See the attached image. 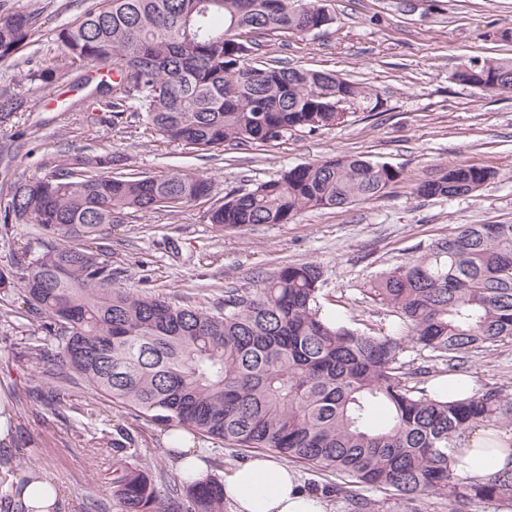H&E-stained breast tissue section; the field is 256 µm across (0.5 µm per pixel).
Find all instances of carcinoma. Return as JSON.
Listing matches in <instances>:
<instances>
[{
    "instance_id": "obj_1",
    "label": "carcinoma",
    "mask_w": 512,
    "mask_h": 512,
    "mask_svg": "<svg viewBox=\"0 0 512 512\" xmlns=\"http://www.w3.org/2000/svg\"><path fill=\"white\" fill-rule=\"evenodd\" d=\"M37 15L0 16V62L30 43ZM323 0H94L60 26L56 51L19 80L51 86L93 64L98 112L141 117L163 138L197 151L276 145L297 131L347 119L332 103L376 112V90L328 71L266 64L259 38L331 27ZM453 78L512 85V57L475 58ZM26 101L0 92V124ZM401 173L358 155L294 166L252 189L232 190L208 221L227 229L287 224L306 209L340 208L380 196ZM494 173L461 165L420 184L424 197L458 198ZM212 183L181 169L115 176L112 155L89 170L68 159L54 174L17 181L4 224L32 221L64 238L3 274L20 283L34 333L25 356L49 376L62 367L97 394L157 424L181 427L235 449L267 448L336 476L347 512H373L363 491H392L410 504L512 497V472L464 479L453 454L466 429L512 425V397L497 386L472 396L434 395L436 372L459 371L474 353L512 340V224H465L407 263L382 272L366 297L392 317L387 331L320 316L323 270L285 266L256 287L229 288L212 308L115 288L112 261L82 241L125 210L175 212L211 195ZM423 359L403 356L402 339ZM172 491L190 512H224V478L183 480ZM115 512H179L141 465L119 459Z\"/></svg>"
}]
</instances>
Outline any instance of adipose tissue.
<instances>
[{
  "mask_svg": "<svg viewBox=\"0 0 512 512\" xmlns=\"http://www.w3.org/2000/svg\"><path fill=\"white\" fill-rule=\"evenodd\" d=\"M454 469L465 478L512 470V433L485 426L469 429ZM0 481L25 512H59L62 488L41 472L6 473ZM224 496L234 512H327L321 493L305 488L292 468L265 454L225 473Z\"/></svg>",
  "mask_w": 512,
  "mask_h": 512,
  "instance_id": "ef3b65f1",
  "label": "adipose tissue"
}]
</instances>
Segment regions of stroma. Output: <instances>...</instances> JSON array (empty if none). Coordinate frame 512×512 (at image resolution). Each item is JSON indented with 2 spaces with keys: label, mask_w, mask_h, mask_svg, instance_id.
Listing matches in <instances>:
<instances>
[{
  "label": "stroma",
  "mask_w": 512,
  "mask_h": 512,
  "mask_svg": "<svg viewBox=\"0 0 512 512\" xmlns=\"http://www.w3.org/2000/svg\"><path fill=\"white\" fill-rule=\"evenodd\" d=\"M87 0H0V14L33 11L37 21L17 68L0 65V89L13 70L36 67L53 50L61 24L79 18ZM332 28L286 35L268 58L293 67L336 72L377 89L381 112H356L330 130L293 133L276 146L195 152L167 141L137 117L120 127L95 110L93 84L74 74L41 91L13 87L30 106L0 127V213L11 186L53 174L62 159L111 154L117 174L154 175L176 167L211 178L212 199L177 213L124 211L91 249L111 256L116 287L186 298L210 307L225 289L249 288L270 272L313 261L323 269V312L352 328L379 322L385 311L363 288L377 273L403 265L463 224L512 223V93L460 84L451 75L473 57L512 56L496 31L512 28V0H326ZM356 154L388 164L401 178L378 198L347 207L308 209L287 224L224 229L207 221L213 199L273 178L286 168ZM473 165L494 177L471 195L422 198L415 189L443 169ZM56 235L36 224H0V271L14 270ZM17 290L0 291V396L13 412L12 445L0 470H38L64 490L60 512H101L112 499L114 457L105 445L125 430L138 453L133 463L159 476L158 491L180 481L166 437L169 427L137 419L85 382L68 384L61 405L39 393L53 380L27 361ZM475 390L501 387L512 395V342L475 353L463 368Z\"/></svg>",
  "instance_id": "35a3bbf8"
}]
</instances>
